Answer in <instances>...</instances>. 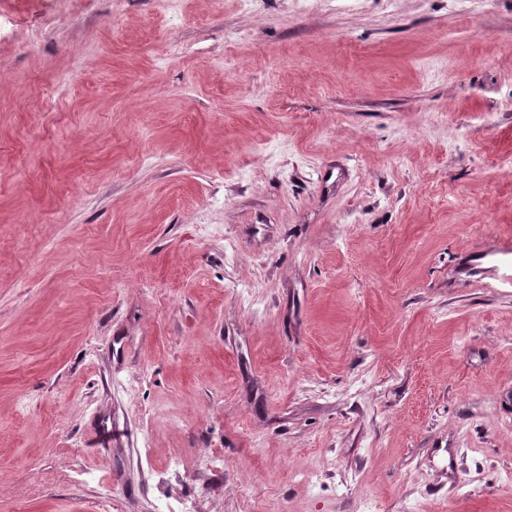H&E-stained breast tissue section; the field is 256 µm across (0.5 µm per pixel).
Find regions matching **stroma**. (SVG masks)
Listing matches in <instances>:
<instances>
[{
    "label": "stroma",
    "mask_w": 512,
    "mask_h": 512,
    "mask_svg": "<svg viewBox=\"0 0 512 512\" xmlns=\"http://www.w3.org/2000/svg\"><path fill=\"white\" fill-rule=\"evenodd\" d=\"M507 244L512 0H0V512H512Z\"/></svg>",
    "instance_id": "1"
}]
</instances>
